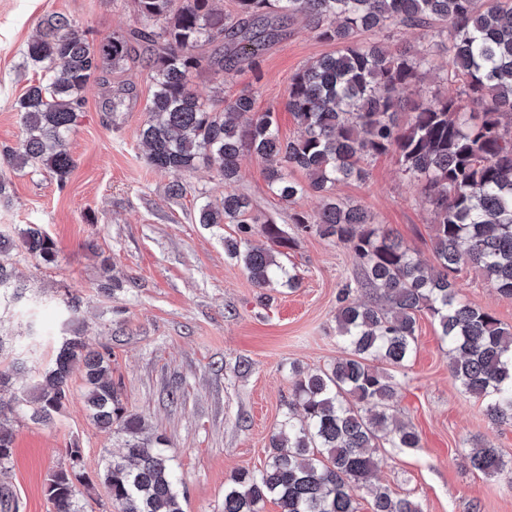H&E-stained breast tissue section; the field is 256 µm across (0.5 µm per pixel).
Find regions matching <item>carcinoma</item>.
I'll return each mask as SVG.
<instances>
[{
	"label": "carcinoma",
	"mask_w": 512,
	"mask_h": 512,
	"mask_svg": "<svg viewBox=\"0 0 512 512\" xmlns=\"http://www.w3.org/2000/svg\"><path fill=\"white\" fill-rule=\"evenodd\" d=\"M141 27L89 41L68 16L38 24L26 61L41 78L16 102L24 130L21 147L0 158L11 169H45L65 187L74 169L69 137L84 104L83 92L100 74H124L149 52V117L138 136L150 166L175 174L201 164L224 176V196L206 201L199 224L237 225L224 239L229 260L255 287L295 289L297 273L283 265L282 249L299 236L334 238L351 251L359 277L337 298L336 335L346 356L314 371H298L291 401L271 438L264 465L240 470L224 483V512H263L274 501L281 512H358L355 493L370 498L371 512H422L410 496L375 482L385 446L417 448L420 436L394 413L399 383L393 369L407 366L417 349V320L428 315L448 348V368L458 389L485 404L496 426H512V326L465 301L457 274L466 264L501 295L512 297V0H236L226 15L218 0H132ZM300 16L316 37L338 45L296 73L285 109L301 134L280 137L274 112H258L250 93L211 102L192 89L193 74L232 71L248 62L260 71L258 42L274 18ZM440 27L431 45L391 48L400 27ZM373 40L354 41L360 32ZM447 58L434 74V54ZM457 86L453 95L426 91L430 75ZM414 97L405 98L401 91ZM393 152L408 182L431 212L429 265L361 206L336 198V187L362 180L363 162ZM265 164L272 192L292 204L310 190L322 198L318 213L292 215L297 236L253 214L250 198L235 191L240 158ZM302 171L307 183L293 177ZM272 246L251 244L254 225ZM57 246L37 224L14 234L0 231V301H20L27 286L18 272L26 257L55 261ZM374 296L364 303L352 292ZM67 317L49 362L16 387L12 374L27 370L9 357L0 338V475L12 457V424L53 422L81 372L85 407L122 452L105 459L102 479L118 512H184L185 492L166 440L148 431L143 416L123 406L112 380V353L97 347L79 317V299L66 297ZM54 471L45 493L53 512H83L75 458ZM472 469L512 484V463L498 449L475 442Z\"/></svg>",
	"instance_id": "cac0c4a2"
}]
</instances>
